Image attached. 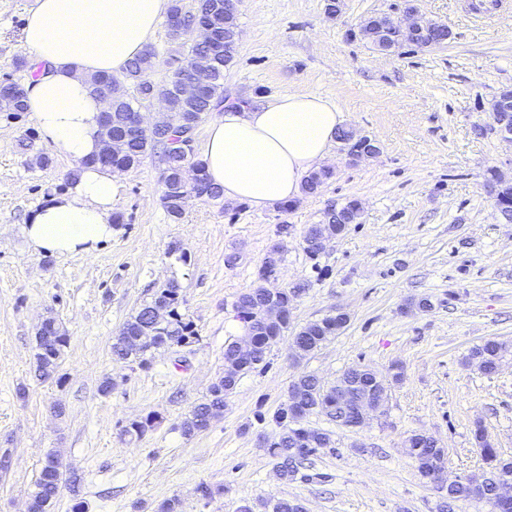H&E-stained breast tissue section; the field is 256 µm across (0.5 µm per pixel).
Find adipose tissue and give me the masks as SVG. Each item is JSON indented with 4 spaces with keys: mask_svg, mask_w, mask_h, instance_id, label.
<instances>
[{
    "mask_svg": "<svg viewBox=\"0 0 512 512\" xmlns=\"http://www.w3.org/2000/svg\"><path fill=\"white\" fill-rule=\"evenodd\" d=\"M167 0H36L24 43L44 71L25 93L45 139L70 162L72 187L34 209L24 226L29 245L54 255H93L111 239L120 174L94 164L102 147L105 99L89 75L122 73L153 35ZM341 114L319 95L293 92L269 102L220 111L208 126L202 160L208 179L228 201L258 208L301 193L302 178L319 168Z\"/></svg>",
    "mask_w": 512,
    "mask_h": 512,
    "instance_id": "ef3b65f1",
    "label": "adipose tissue"
}]
</instances>
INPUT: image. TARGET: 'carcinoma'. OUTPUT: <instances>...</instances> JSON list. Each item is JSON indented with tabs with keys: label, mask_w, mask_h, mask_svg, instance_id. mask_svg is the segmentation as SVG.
I'll list each match as a JSON object with an SVG mask.
<instances>
[{
	"label": "carcinoma",
	"mask_w": 512,
	"mask_h": 512,
	"mask_svg": "<svg viewBox=\"0 0 512 512\" xmlns=\"http://www.w3.org/2000/svg\"><path fill=\"white\" fill-rule=\"evenodd\" d=\"M219 2L221 0H196L188 8L183 0H169L167 16L181 14L187 26H204L207 37L203 41L189 43L185 40L184 31L167 28L170 41L177 44L178 49L166 59L171 71L166 84L159 86L150 78L155 59V52L150 49L130 61L119 77L99 73L89 79L91 91L95 94L105 84L123 83L130 90L126 96L112 98L111 112L102 117V130L112 131L110 162L115 166L131 168L139 164L147 154H156L165 187L162 197L164 208L174 222L182 219L191 199L217 200L223 197L222 191L204 177V165L196 146L182 147L188 133L197 132L210 112L224 106V71L231 66L237 52L239 24L237 13L224 10ZM381 23L380 17L371 16L364 21L361 32L376 49L386 52L388 46L384 44V39L393 40L395 35L391 31H380ZM196 57H204L207 62L202 66L206 74L195 75V81L201 85L203 92L193 96L184 88L178 76L191 66ZM158 92L168 98L167 124L155 129L151 135L132 129L131 113ZM2 95L16 99V111H27L25 91L18 90V86L11 83L1 85ZM332 177L333 172L327 169L310 172L304 179L303 193H317ZM490 182L502 213L512 221V182L504 180L495 172L491 173ZM359 219L360 212L354 199L347 201L338 210H327L324 215V223L339 224L346 229L358 223ZM319 233L320 225L311 224L302 237V247L312 259L320 254L319 249L312 244ZM269 283L270 279L262 266L256 285L240 294L235 302V317L241 323L243 334L254 340L256 348L251 354L242 355L237 349V341L233 340L224 346V363L235 365V369L224 372L210 385L204 399L194 406L190 417L184 421V435L192 436L207 430L224 411L240 379L250 372H263L269 367L268 355L282 336L288 333L290 320L285 319L279 324L268 322L261 315L263 305L274 299L288 310L305 290L301 285L270 288ZM157 302L168 307L167 317L163 321L152 313L153 304ZM181 304L180 289L176 284L170 282L157 289L151 300L143 303L114 337L111 346L113 360L147 368L154 352L164 347L165 343L193 344L197 340V331L194 322L182 313ZM348 322V313L338 309L332 315L306 323L294 335L311 353L340 335ZM68 345L69 336L65 334L45 337L34 354V373L38 379L44 382L53 378L58 383L62 381L56 373ZM506 352L503 343L489 339L474 347L467 360L476 361L484 375L492 376L500 369ZM402 376L403 367L398 364L390 366L385 375L365 365H356L345 370L328 390L312 373L299 375L292 382L290 390L304 414H320L338 427L354 428L358 424L353 414L355 400L367 392L383 390L388 381L398 382ZM157 419L158 416L149 415L142 420H135L125 427L124 433L139 440L153 428ZM271 421L278 428V437L268 445L267 453L275 461L279 477L284 481L292 480L300 468L313 464L318 455L334 452L330 433L324 429L302 426L281 410L273 413ZM473 439L484 462L485 490L473 494L470 486L465 484L469 476L464 475L457 477V482L450 486L447 495L455 501L482 502L488 506V512H512V501L500 503L493 499L495 482L505 476L512 478V459L499 456L482 426L475 427ZM408 442L407 454L413 459L420 478L430 483L443 457V450L436 445L434 439L423 433L412 434ZM54 458L55 454L49 452L42 461L35 489L30 496L29 512H55L63 473L55 467ZM267 507L270 512H305L300 501L287 498L273 499L267 503Z\"/></svg>",
	"instance_id": "cac0c4a2"
}]
</instances>
